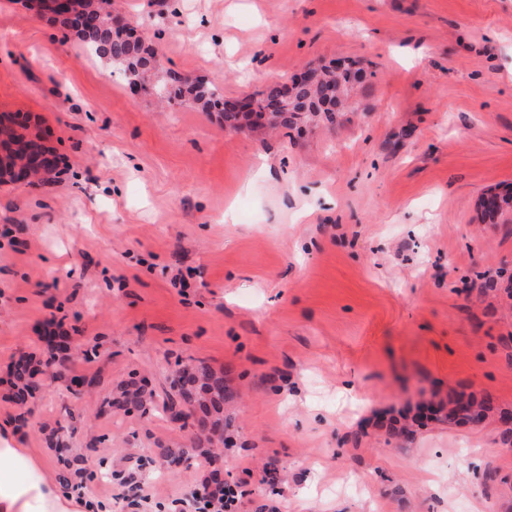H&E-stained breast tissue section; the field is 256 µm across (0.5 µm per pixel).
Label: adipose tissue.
Instances as JSON below:
<instances>
[{"mask_svg":"<svg viewBox=\"0 0 512 512\" xmlns=\"http://www.w3.org/2000/svg\"><path fill=\"white\" fill-rule=\"evenodd\" d=\"M81 505L52 478L46 459L0 445V512H80Z\"/></svg>","mask_w":512,"mask_h":512,"instance_id":"ef3b65f1","label":"adipose tissue"}]
</instances>
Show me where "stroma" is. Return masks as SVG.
Segmentation results:
<instances>
[{
    "instance_id": "1",
    "label": "stroma",
    "mask_w": 512,
    "mask_h": 512,
    "mask_svg": "<svg viewBox=\"0 0 512 512\" xmlns=\"http://www.w3.org/2000/svg\"><path fill=\"white\" fill-rule=\"evenodd\" d=\"M163 56L225 99L309 65L370 74L334 123L264 135L132 95L114 67L27 0H0V113L61 158L0 184V439L58 463L65 435L105 512L139 468L170 504L219 469L246 512H512V0H114ZM267 82H260V75ZM187 287H173L174 277ZM66 374L27 404L16 363ZM223 374L234 446L169 468L203 434L106 412L121 382L159 393L178 362ZM489 402L477 426L406 407ZM212 454V449L205 448L197 452V448L194 454H189L186 448L183 446H176L171 448H164L162 450V457L165 458L168 466L170 467H181L187 468L201 464V458L209 459Z\"/></svg>"
}]
</instances>
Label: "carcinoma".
Returning a JSON list of instances; mask_svg holds the SVG:
<instances>
[{
	"instance_id": "cac0c4a2",
	"label": "carcinoma",
	"mask_w": 512,
	"mask_h": 512,
	"mask_svg": "<svg viewBox=\"0 0 512 512\" xmlns=\"http://www.w3.org/2000/svg\"><path fill=\"white\" fill-rule=\"evenodd\" d=\"M112 14V0H77L74 16L59 21L62 29L73 33L86 52L99 55V49L105 50V60L113 67L122 71L129 80L153 82L163 70V56L144 41L132 44L129 41L112 37L109 24ZM330 88L339 96L347 95L350 90L349 80L335 70L323 67L318 80L313 84H295L290 89L285 85L273 83L260 94L250 100L253 117L252 128L295 126V120L307 124L316 118L331 120L332 112H318L314 105L321 99L325 89ZM157 92L170 101L191 106L201 112H217L230 127H240L238 113L224 111V93L216 86L202 80L189 81L174 71H166V79L154 85ZM26 135L11 129L8 138H0V150L5 160H0V177L16 183L18 179L13 173L18 150L11 149L12 143H20ZM64 361L54 358L47 359L36 365L26 359L15 366L14 386L17 401L24 404L41 386L39 376L50 371L60 375ZM172 394L169 401L163 404V411L172 413L183 402L193 401L200 407L204 416V426L208 428L211 438L207 439L209 447L194 454L181 447L162 450L168 466L187 468L200 464V459H209L212 447L223 441L224 435V378L213 372L207 365L199 361L183 365L175 373L171 381ZM154 403L153 393L145 391L135 381L116 386L105 400L109 409L123 410L127 413L146 409ZM490 406L468 400L456 404L448 413V417L458 421H467L474 416L480 420L486 418ZM82 458L78 455L64 458V466L58 474L59 482L71 486L83 478Z\"/></svg>"
}]
</instances>
